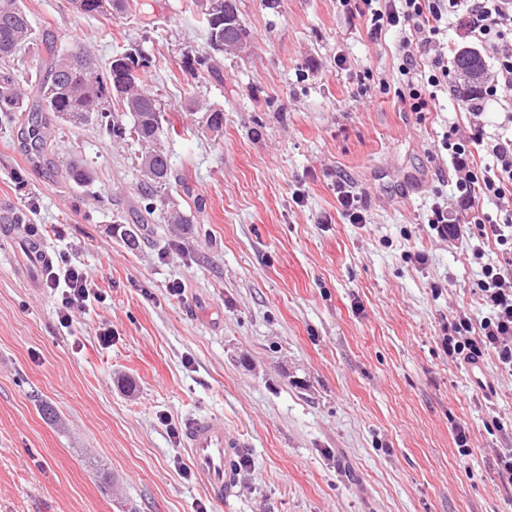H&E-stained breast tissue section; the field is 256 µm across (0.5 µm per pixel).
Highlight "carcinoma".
Wrapping results in <instances>:
<instances>
[{
	"label": "carcinoma",
	"instance_id": "1",
	"mask_svg": "<svg viewBox=\"0 0 512 512\" xmlns=\"http://www.w3.org/2000/svg\"><path fill=\"white\" fill-rule=\"evenodd\" d=\"M74 11L82 16L116 17L131 11L146 18L145 4L137 0H72ZM200 23L205 29L206 44L185 54L184 70L196 78L201 73L216 75L224 57V33L244 40L250 34L239 19L237 0H205ZM36 41V28L24 0H0V112L20 123L24 143L35 158L45 159L54 154V130L51 118L79 126L96 121L114 142L133 134L141 146V154L155 152L151 173L141 172L140 191L149 223L157 211L162 195L179 187L182 178L174 173L169 152L163 146L167 133L165 118L158 100L145 89L143 76L153 60L142 49L129 43L117 52L107 66L98 64L93 51L85 47L74 49L48 46L49 65L39 78L36 94L29 97L22 81L9 62ZM457 71L469 72L479 79L485 70L484 59L466 51L455 55ZM204 112L207 129L216 137L224 129V110L219 107L193 105L185 118L196 122L197 112ZM65 178L75 184L91 182V174L73 161L64 167ZM25 211L13 205L0 210L1 224H26Z\"/></svg>",
	"mask_w": 512,
	"mask_h": 512
}]
</instances>
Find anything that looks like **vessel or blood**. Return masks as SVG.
Wrapping results in <instances>:
<instances>
[{
    "instance_id": "vessel-or-blood-1",
    "label": "vessel or blood",
    "mask_w": 512,
    "mask_h": 512,
    "mask_svg": "<svg viewBox=\"0 0 512 512\" xmlns=\"http://www.w3.org/2000/svg\"><path fill=\"white\" fill-rule=\"evenodd\" d=\"M24 263L31 268L49 266L50 257L41 238L24 235ZM184 443L191 453V463L203 478L213 498L223 500L225 490L230 487L231 455L240 445L239 439L224 428L218 417H197L185 425Z\"/></svg>"
}]
</instances>
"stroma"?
<instances>
[{
	"label": "stroma",
	"mask_w": 512,
	"mask_h": 512,
	"mask_svg": "<svg viewBox=\"0 0 512 512\" xmlns=\"http://www.w3.org/2000/svg\"><path fill=\"white\" fill-rule=\"evenodd\" d=\"M24 2L43 37L18 65L25 84L48 42L89 46L103 64L141 42L190 188L172 202L193 224L180 235L142 223L135 139L60 121L55 156L35 163L0 115V200L30 208L51 256L106 293L64 327L58 295L16 277L23 253L0 260V512H512L497 461L512 434L491 428L512 420V376L484 358L493 388L477 391L438 339L453 313L483 315L472 252H495L427 225L437 195L454 193L439 139L469 115L451 96L416 113L358 91L366 71L395 81L399 35L371 39L339 0H238L247 52L194 79L180 65L205 42L198 0H148L147 31L135 12ZM194 101L223 107L220 137L184 133ZM71 159L92 184L64 178ZM341 178L366 223L338 216ZM46 404L58 422L42 418ZM208 414L243 442L221 502L183 477L189 450L171 433Z\"/></svg>",
	"instance_id": "35a3bbf8"
}]
</instances>
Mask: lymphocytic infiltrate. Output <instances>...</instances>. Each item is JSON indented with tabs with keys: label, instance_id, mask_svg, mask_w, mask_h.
Listing matches in <instances>:
<instances>
[{
	"label": "lymphocytic infiltrate",
	"instance_id": "lymphocytic-infiltrate-1",
	"mask_svg": "<svg viewBox=\"0 0 512 512\" xmlns=\"http://www.w3.org/2000/svg\"><path fill=\"white\" fill-rule=\"evenodd\" d=\"M365 27L378 38L391 30L401 40L396 87L380 82L381 91L395 90L402 104L412 112L434 111L441 94L454 91L449 79L448 55L440 36L448 22L461 26L478 51H491L493 64L484 82L467 91L469 130L449 126L440 140L446 151L457 191L455 205L437 201L431 206L428 226L443 241L471 235L493 241L499 250L494 259L484 261L472 287L485 313L472 317L459 312L448 319L440 344L449 360L471 364L494 355L501 371L512 375V134L487 136L482 116L490 100L508 105L505 115L512 125V0H362ZM423 52L426 65L415 54ZM494 200L499 217L476 215L475 205ZM46 286L60 295V322H68L69 309L103 293L91 286L80 268L60 257L50 268Z\"/></svg>",
	"mask_w": 512,
	"mask_h": 512
}]
</instances>
